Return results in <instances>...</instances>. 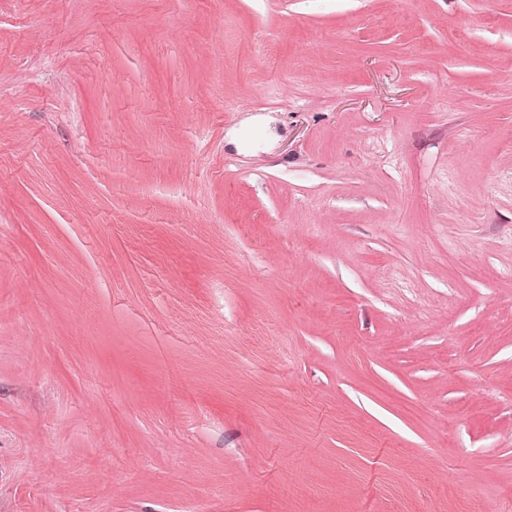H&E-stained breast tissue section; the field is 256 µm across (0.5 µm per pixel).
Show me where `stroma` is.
Masks as SVG:
<instances>
[{"label": "stroma", "instance_id": "obj_1", "mask_svg": "<svg viewBox=\"0 0 512 512\" xmlns=\"http://www.w3.org/2000/svg\"><path fill=\"white\" fill-rule=\"evenodd\" d=\"M512 512V0H0V512Z\"/></svg>", "mask_w": 512, "mask_h": 512}]
</instances>
